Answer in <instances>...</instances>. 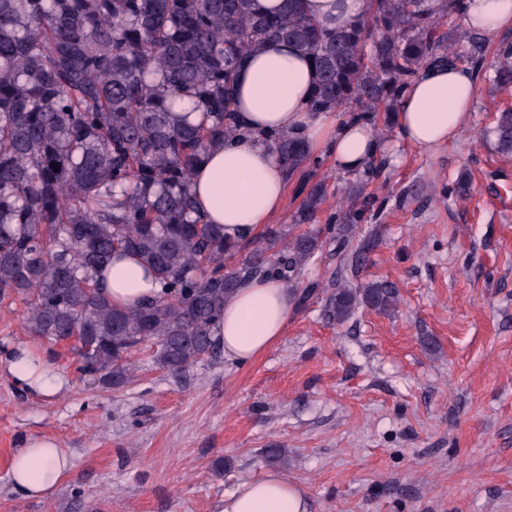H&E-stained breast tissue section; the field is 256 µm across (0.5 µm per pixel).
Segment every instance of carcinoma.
<instances>
[{
  "label": "carcinoma",
  "instance_id": "obj_1",
  "mask_svg": "<svg viewBox=\"0 0 512 512\" xmlns=\"http://www.w3.org/2000/svg\"><path fill=\"white\" fill-rule=\"evenodd\" d=\"M255 0H0V297L26 304L28 332L74 343L78 371L114 390L128 358L153 344L152 362L179 374L220 344L224 300L265 275L292 283L322 247L320 231L268 224L250 248L197 211L192 172L227 139L253 138L233 109L243 62L270 39L313 60V112H351L378 135L394 126L406 87L425 66L483 61V39L442 30L464 0H369L368 12L328 28L286 0L277 15ZM493 84L512 89V42L497 51ZM187 104L203 118L179 115ZM498 147L512 153V109L497 113ZM287 176L311 160L304 137L272 132ZM327 196L313 184L296 223L313 224ZM368 201L339 217L350 241ZM379 237L362 239L351 273ZM137 258L160 294L116 308L99 279L114 255ZM388 282L336 283L326 315L388 313Z\"/></svg>",
  "mask_w": 512,
  "mask_h": 512
}]
</instances>
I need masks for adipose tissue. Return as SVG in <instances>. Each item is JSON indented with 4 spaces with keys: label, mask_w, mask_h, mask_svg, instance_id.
I'll return each mask as SVG.
<instances>
[{
    "label": "adipose tissue",
    "mask_w": 512,
    "mask_h": 512,
    "mask_svg": "<svg viewBox=\"0 0 512 512\" xmlns=\"http://www.w3.org/2000/svg\"><path fill=\"white\" fill-rule=\"evenodd\" d=\"M368 0H302L304 12L334 27L366 13ZM469 29L491 34L512 28V0H466ZM315 72L295 47L268 42L237 73L233 107L241 122L256 131L305 134L310 147L327 146L337 168L358 171L388 152L366 120L310 111L307 103ZM476 94L474 74L464 66L426 67L406 88L394 116L399 140L433 149L453 141L466 126ZM192 191L209 223L224 227V237L240 241L269 224L286 192L281 162L271 144L233 139L213 148L196 167ZM113 306L128 308L156 297L160 286L133 258L117 260L103 282ZM295 308V294L275 276L243 282L224 302L217 336L226 360L244 364L268 351L283 336ZM7 369L16 384L50 397L66 386L64 375L36 348L10 350ZM71 467L67 449L51 438L31 439L16 451L9 485L20 498L54 492ZM305 491L277 472L240 484L225 496L221 512H309Z\"/></svg>",
    "instance_id": "ef3b65f1"
}]
</instances>
